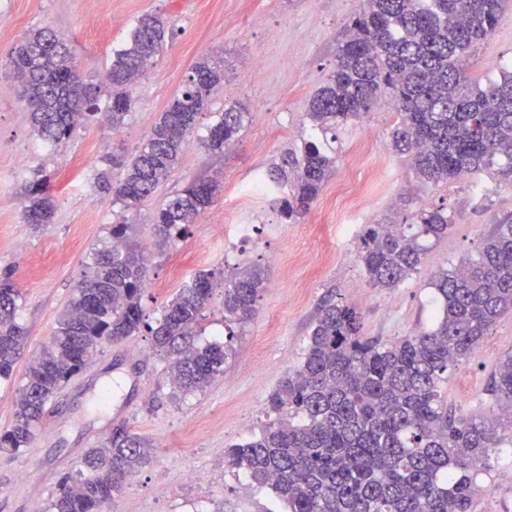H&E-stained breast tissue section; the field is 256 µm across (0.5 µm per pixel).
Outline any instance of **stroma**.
I'll use <instances>...</instances> for the list:
<instances>
[{"label":"stroma","mask_w":512,"mask_h":512,"mask_svg":"<svg viewBox=\"0 0 512 512\" xmlns=\"http://www.w3.org/2000/svg\"><path fill=\"white\" fill-rule=\"evenodd\" d=\"M361 0H0V273L11 272L21 292L16 320L24 331L14 371L0 380V432L13 421L25 370L52 336L60 313L83 277L94 249L110 241L124 213L94 186L112 153H134L160 112L183 88L193 63L204 55L224 60V83L180 162L135 217L138 248L149 259V285L141 297L148 323L180 288L203 271L231 272L261 264L266 286L252 317L225 324L224 289L216 287L194 338L195 344L231 342L223 374L205 389L173 388L166 362L148 331L103 343L44 408L28 448L0 449V512H49L68 477H77L88 449L113 428L150 440L149 464L123 481L104 512H282L266 488L228 465L224 452L274 420L268 399L301 363L309 327L325 302L355 307L363 333L390 343L431 327L437 308L431 276L476 257L497 220L512 214V183L482 172L437 187L415 180L407 163L387 148L396 116L388 101L363 119L337 129L336 170L310 209L285 222L277 202L250 188L288 148L308 137V104L335 61L336 44ZM162 14L172 33L158 60L132 87L133 112L124 133L104 123L52 143L34 130L18 87L4 63L28 30L51 28L85 73L101 81L112 48L141 15ZM512 67V0L492 36L478 49L470 74L483 80ZM238 102L249 120L238 143L211 154L199 143L215 112ZM220 179L213 206L181 237L158 250L153 213L195 178ZM50 185L52 224L33 228L23 216L24 186ZM369 201L348 210L344 201L364 180ZM414 206H445L455 224L429 250L421 270L399 287L374 289L356 259L368 224L393 215L405 191ZM254 222L250 240L224 249V227ZM512 353V313L484 336L475 355L448 373L442 392L455 414L496 412L486 392L496 364ZM476 483L473 512H512V445L503 444Z\"/></svg>","instance_id":"obj_1"}]
</instances>
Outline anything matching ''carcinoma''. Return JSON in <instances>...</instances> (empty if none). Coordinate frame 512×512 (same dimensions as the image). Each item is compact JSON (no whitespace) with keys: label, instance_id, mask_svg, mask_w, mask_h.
<instances>
[{"label":"carcinoma","instance_id":"carcinoma-1","mask_svg":"<svg viewBox=\"0 0 512 512\" xmlns=\"http://www.w3.org/2000/svg\"><path fill=\"white\" fill-rule=\"evenodd\" d=\"M336 46L335 64L312 97L305 119L313 134L261 175L283 191L282 219L306 213L336 168V129L370 112L385 96L397 120L389 148L407 161L419 182L438 186L499 169L512 177V72L481 82L468 74L475 46L495 29L506 0H362ZM163 18L145 14L112 50L103 83L107 111H97V90L70 49L46 28L30 31L8 53L10 74L35 131L50 142L71 138L93 122L118 131L134 108L131 87L163 49ZM224 83V66L200 58L181 93L137 154L112 155L116 173L96 174L112 203L134 213L180 162L198 116ZM242 105H226L201 144L222 153L248 119ZM217 179L194 180L172 195L152 219L165 246L213 202ZM24 219L38 228L54 217L51 189L35 180L24 187ZM410 223L370 224L357 259L366 285L395 288L418 272L430 241L448 237L454 224L444 207H421ZM133 225H112V244L92 255L91 273L58 319L50 340L28 365L15 400L14 420L0 433V448L19 451L35 439L46 403L82 370L96 340H119L145 326L167 361L175 388L193 392L224 372L229 346L191 342L209 302L216 273L197 274L164 306L151 325L141 296L149 282ZM438 301L431 330L390 343L362 333L359 312L321 306L300 366L270 396L277 418L259 434L231 447L229 465L271 488L287 512H472L476 475L491 452L512 443V354L490 375L493 417L467 418L448 409L440 386L470 359L506 312H512V215L500 219L478 257L434 273ZM265 288L261 266L249 263L224 280V321L245 323ZM20 299L9 272L0 274V378L11 376L23 331L15 321ZM147 438L119 427L87 451L84 472L62 484L49 512H102L122 481L151 459Z\"/></svg>","mask_w":512,"mask_h":512}]
</instances>
